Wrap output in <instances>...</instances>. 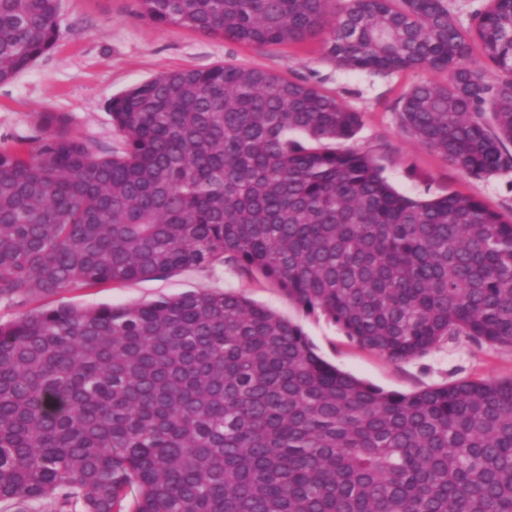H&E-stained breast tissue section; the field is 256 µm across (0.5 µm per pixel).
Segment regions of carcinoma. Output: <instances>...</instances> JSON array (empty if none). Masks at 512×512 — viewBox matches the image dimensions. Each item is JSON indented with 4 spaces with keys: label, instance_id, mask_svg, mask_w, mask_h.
Returning <instances> with one entry per match:
<instances>
[{
    "label": "carcinoma",
    "instance_id": "cac0c4a2",
    "mask_svg": "<svg viewBox=\"0 0 512 512\" xmlns=\"http://www.w3.org/2000/svg\"><path fill=\"white\" fill-rule=\"evenodd\" d=\"M154 24L346 72L445 74L400 128L481 178L512 171V0H140ZM60 0H0V82L52 50ZM479 53L483 66L472 63ZM493 72L487 78L485 70ZM107 149L55 112L0 147V302L229 266L394 361L512 347V217L398 193L315 85L216 64L112 99ZM84 512H512V378L385 391L233 292L29 309L0 322V501Z\"/></svg>",
    "mask_w": 512,
    "mask_h": 512
}]
</instances>
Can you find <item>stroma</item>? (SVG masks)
Masks as SVG:
<instances>
[{"mask_svg": "<svg viewBox=\"0 0 512 512\" xmlns=\"http://www.w3.org/2000/svg\"><path fill=\"white\" fill-rule=\"evenodd\" d=\"M57 45L13 79L0 83V146L37 133L36 115L70 119L73 135L109 146L117 140L109 104L113 97L172 70L216 64L255 67L334 92L360 112L362 125L350 145L373 155L401 193L432 198L449 192L512 214V173L465 175L438 152L399 128L395 107L425 71L389 76L348 73L336 67L320 38L255 47L143 20L138 0H61ZM236 291L299 323L329 363L379 387L410 392L462 379L512 377V348L467 339L445 340L424 356L393 361L350 341L332 322L306 315L260 275L229 267L189 269L164 279L34 296L33 306L76 307L145 303L187 292Z\"/></svg>", "mask_w": 512, "mask_h": 512, "instance_id": "1", "label": "stroma"}]
</instances>
